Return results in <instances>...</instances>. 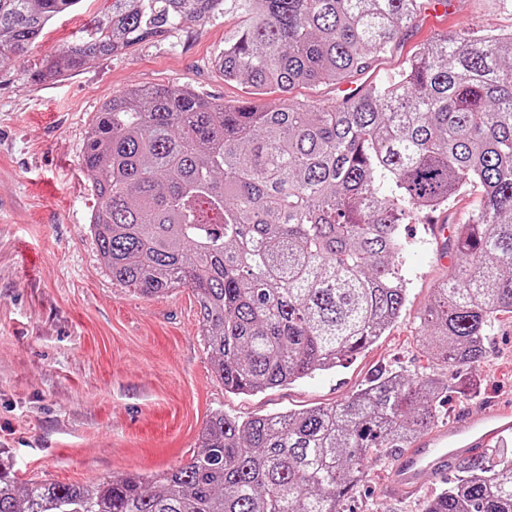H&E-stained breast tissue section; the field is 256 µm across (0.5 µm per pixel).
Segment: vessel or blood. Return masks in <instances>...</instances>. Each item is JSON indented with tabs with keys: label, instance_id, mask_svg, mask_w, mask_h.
I'll return each mask as SVG.
<instances>
[{
	"label": "vessel or blood",
	"instance_id": "b4317fda",
	"mask_svg": "<svg viewBox=\"0 0 512 512\" xmlns=\"http://www.w3.org/2000/svg\"><path fill=\"white\" fill-rule=\"evenodd\" d=\"M512 440V411L488 407L478 417L465 416L422 436L402 452L391 474L392 485L420 492L426 475H443L457 459Z\"/></svg>",
	"mask_w": 512,
	"mask_h": 512
}]
</instances>
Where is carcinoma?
<instances>
[{
	"label": "carcinoma",
	"instance_id": "carcinoma-1",
	"mask_svg": "<svg viewBox=\"0 0 512 512\" xmlns=\"http://www.w3.org/2000/svg\"><path fill=\"white\" fill-rule=\"evenodd\" d=\"M82 0H0V70ZM421 0H112L32 73L55 80L168 26L239 25L214 59L253 98L131 88L95 113L82 164L90 231L112 283L192 290L224 390L254 393L328 371L372 346L408 297L401 225L448 213L460 262L421 328L450 367L487 358L512 314V32L443 34L378 83L359 82ZM354 84L342 99L300 85ZM279 93L272 102L263 97ZM470 187L478 207L449 213ZM442 383L380 371L341 405L242 419L213 413L201 451L145 479L88 486L0 473V512H342L373 455L439 424ZM425 512H512V451L459 465ZM346 85L336 88V85L323 84L319 86H300L293 90L292 96L303 101L312 102L318 100H331L342 96L341 90Z\"/></svg>",
	"mask_w": 512,
	"mask_h": 512
}]
</instances>
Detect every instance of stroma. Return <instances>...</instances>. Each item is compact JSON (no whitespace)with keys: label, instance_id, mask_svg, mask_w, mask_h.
<instances>
[{"label":"stroma","instance_id":"stroma-1","mask_svg":"<svg viewBox=\"0 0 512 512\" xmlns=\"http://www.w3.org/2000/svg\"><path fill=\"white\" fill-rule=\"evenodd\" d=\"M447 15L422 12L401 47L369 79L439 34L512 31V0H452ZM112 0H84L0 70V469L18 481L86 485L150 477L187 463L213 412L251 418L345 402L381 370L429 372L450 386L447 420L495 403L512 408V316H499L485 363L464 377L422 345L420 318L449 272L437 225L421 211L402 225L408 301L384 336L342 367L254 394L226 392L202 338L195 299L179 288L155 298L113 284L88 227L94 196L82 155L101 104L132 87L181 86L232 105L248 88L214 67L236 18L188 22L53 82L28 75L72 42ZM393 450L374 456L344 512H423L439 489L388 490Z\"/></svg>","mask_w":512,"mask_h":512}]
</instances>
